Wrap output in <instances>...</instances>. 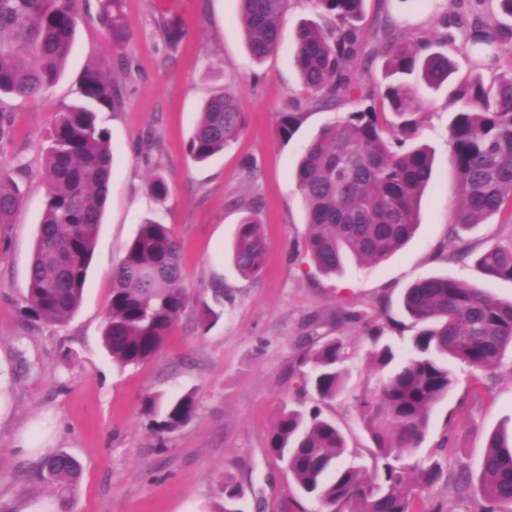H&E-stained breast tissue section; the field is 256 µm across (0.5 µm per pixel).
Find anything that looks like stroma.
I'll return each mask as SVG.
<instances>
[{"label":"stroma","mask_w":512,"mask_h":512,"mask_svg":"<svg viewBox=\"0 0 512 512\" xmlns=\"http://www.w3.org/2000/svg\"><path fill=\"white\" fill-rule=\"evenodd\" d=\"M473 0H365L364 25L388 18L398 34L415 38L449 31L447 46L459 76L492 78V57L464 50ZM132 39L120 63L85 0L71 55L46 98L16 100L11 139L0 162L22 165L18 183L25 203L13 223L0 224V507L27 512L35 504H64V512H222L224 480L242 491L244 512H325L303 494L283 462L268 450L272 426L297 396L294 369L308 336H342L349 345L345 392L327 408L349 451L341 462L373 468L372 442L355 396L374 391L381 374L370 371L371 348L358 324L337 327L348 308L395 320L386 336L405 352L417 328L401 310L403 291L433 275H448L512 301V281L485 276L473 260L454 261L457 245L448 223L456 201V175L448 161V124L454 106L447 89L425 92L419 139L434 153L435 176L419 205L420 225L405 246L374 265L346 258L333 276L317 272L305 252L306 212L293 171L306 146L328 123L346 115V100L329 110H308L294 137L276 134L278 114L305 93L292 65L297 25L316 19L312 0H290L279 51L263 62L249 55L237 18L238 0H123ZM180 21L185 36L169 49L162 19ZM112 65L120 107L101 115L114 151L112 188L99 227L80 308L65 323L27 320L21 311L37 227L45 201V136L56 109L72 103L86 68ZM231 91L246 115L239 140L208 163L187 155V142L211 96ZM256 164L254 176L241 167ZM166 176L171 194L157 203L148 191L153 173ZM243 198L259 201L267 243L262 273L242 277L229 251ZM168 224L181 243L183 285L189 306L158 355L119 368L102 346L101 328L112 289V268L144 218ZM223 288L224 303L212 327L200 324L202 303ZM453 390L429 416L421 455L448 469L478 474L488 435L512 429V354L493 375L453 361ZM192 393L194 418L156 434L143 410ZM63 450L81 471L59 492L36 469L39 458Z\"/></svg>","instance_id":"obj_1"}]
</instances>
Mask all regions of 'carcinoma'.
Masks as SVG:
<instances>
[{
	"instance_id": "1",
	"label": "carcinoma",
	"mask_w": 512,
	"mask_h": 512,
	"mask_svg": "<svg viewBox=\"0 0 512 512\" xmlns=\"http://www.w3.org/2000/svg\"><path fill=\"white\" fill-rule=\"evenodd\" d=\"M84 0H0V149L11 137L14 99L46 96L70 53ZM98 17L119 61L130 30L122 0H96ZM288 0H239L238 20L251 56L258 62L276 53ZM364 0H314L321 21L305 20L295 30L293 63L305 90L304 104L330 109L345 99L353 111L323 127L305 148L295 179L306 208V248L316 269L333 275L351 256L377 264L399 251L418 224L420 198L433 176L429 147L416 142L424 107L421 87L437 89L455 72L448 54L435 49L453 42L447 32L436 38L393 36L389 23L374 53L386 58L389 81L382 94L366 88L358 71L366 53L362 24ZM171 49L184 37L175 21L159 24ZM465 45L491 55L499 73L488 83L469 75L452 93L454 117L448 126V160L457 176L458 205L450 223L461 229L497 216L512 226V24L477 15ZM120 105L105 68H89L76 100L58 108L44 158L45 206L23 298L24 316L60 324L79 308L99 225L112 181L109 131L98 113ZM303 120L299 107L279 113L277 135L290 140ZM246 128L236 97L226 92L208 99L188 142L187 152L205 163L234 144ZM17 165L0 164V224L11 223L23 204ZM150 193L168 199L167 179L155 174ZM242 211L231 259L245 277H257L265 261V238L257 200ZM476 263L491 279L512 280V235L492 242ZM188 306L183 286L182 249L169 225L145 219L112 270V291L102 331L112 362L122 368L152 360ZM406 315L419 326L403 359L372 394L355 397L380 470L370 473L344 466L346 440L323 407L344 390L349 359L343 338H328L306 351L298 367L313 387L314 404L282 410L268 449L286 462L288 472L328 512H417L419 490L440 482L462 493L472 475L447 471L436 460L406 459L425 441L433 406L456 383L453 358L482 374H493L512 351V303L449 276H431L407 288ZM361 325L372 343L383 336L380 314L341 309L336 326ZM395 358L384 345L370 352L380 372ZM159 433H170L196 413L192 393L168 401L157 415V400L144 401ZM39 474L67 489L79 465L58 451L38 463ZM482 503L477 512H512V436L495 431L487 439L477 478ZM224 512H243L241 492L224 480Z\"/></svg>"
}]
</instances>
